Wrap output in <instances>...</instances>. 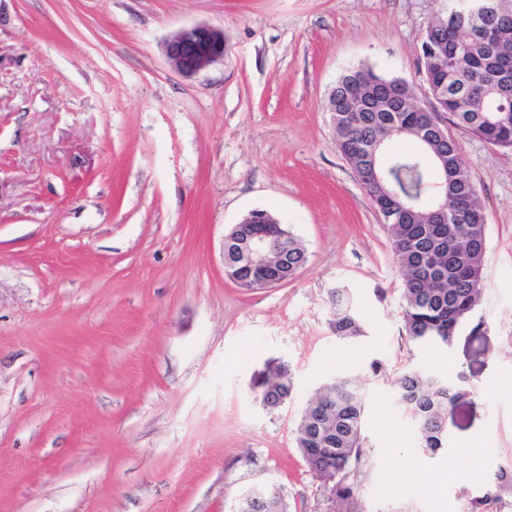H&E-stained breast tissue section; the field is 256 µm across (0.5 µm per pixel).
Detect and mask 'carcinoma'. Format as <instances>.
Masks as SVG:
<instances>
[{
    "instance_id": "obj_1",
    "label": "carcinoma",
    "mask_w": 512,
    "mask_h": 512,
    "mask_svg": "<svg viewBox=\"0 0 512 512\" xmlns=\"http://www.w3.org/2000/svg\"><path fill=\"white\" fill-rule=\"evenodd\" d=\"M495 15L506 21L492 40L465 37L450 44L442 33H474L487 23L482 13L440 12L420 45L424 74L435 102L433 112H418L414 94L408 109L392 112L377 99L389 79L370 69L342 75L328 98L336 146L357 174L375 207L390 203L385 221L390 248L401 276L402 317L410 342L434 351L448 349L460 324L480 305L487 219L465 165L459 140L449 128L434 143L443 160L416 140L417 126L435 120L473 134L488 145L512 150V0H491ZM398 145L390 160L377 157L381 183L366 180L374 144ZM448 168V223H427L428 186L435 185L440 164ZM252 224L224 236V258L237 281L252 280L257 270L242 259L241 236ZM307 262L305 249L288 235V262L265 268L277 280L291 279ZM330 326L336 337L353 342L364 335L360 315L346 292H329ZM253 386L261 398L287 401L292 390L288 365L269 364ZM398 403L410 418L423 454L435 457L448 449V411L472 393L422 368L396 380ZM366 401L356 375L346 373L312 398L297 427V447L313 475L331 479L332 495L342 512H365L361 489L373 465V450L364 433ZM512 497V462L485 478L483 492L467 500L466 512H487L488 505ZM283 494L272 491L258 512H285Z\"/></svg>"
}]
</instances>
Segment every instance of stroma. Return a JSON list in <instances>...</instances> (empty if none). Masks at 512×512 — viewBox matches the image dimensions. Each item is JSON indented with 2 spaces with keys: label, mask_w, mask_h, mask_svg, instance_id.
Masks as SVG:
<instances>
[{
  "label": "stroma",
  "mask_w": 512,
  "mask_h": 512,
  "mask_svg": "<svg viewBox=\"0 0 512 512\" xmlns=\"http://www.w3.org/2000/svg\"><path fill=\"white\" fill-rule=\"evenodd\" d=\"M447 3L0 0V512H233L261 485L288 512H336L296 428L348 371L367 393L366 512H462L474 470L512 460V151L457 134L487 215L484 293L434 354L406 338L383 217L326 110L361 67L429 102L419 47ZM197 24L223 30L224 58L185 77L163 43ZM258 209L308 261L250 290L222 251ZM333 288L359 342L330 329ZM271 360L293 380L274 411L250 389ZM413 365L475 394L434 458L396 399Z\"/></svg>",
  "instance_id": "1"
}]
</instances>
